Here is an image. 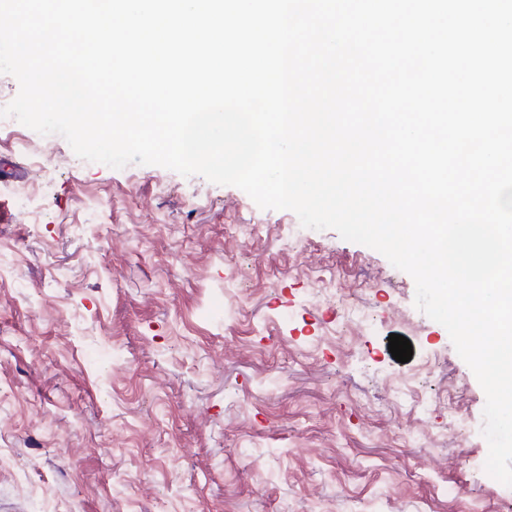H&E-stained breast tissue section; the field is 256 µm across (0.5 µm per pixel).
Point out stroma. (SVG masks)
Instances as JSON below:
<instances>
[{
  "mask_svg": "<svg viewBox=\"0 0 512 512\" xmlns=\"http://www.w3.org/2000/svg\"><path fill=\"white\" fill-rule=\"evenodd\" d=\"M0 166V512L512 504L482 387L380 252L12 117Z\"/></svg>",
  "mask_w": 512,
  "mask_h": 512,
  "instance_id": "obj_1",
  "label": "stroma"
}]
</instances>
